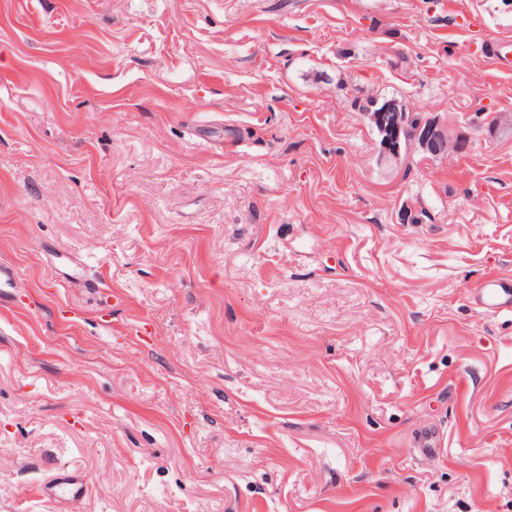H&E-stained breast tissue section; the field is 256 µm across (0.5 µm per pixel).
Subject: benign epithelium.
I'll return each mask as SVG.
<instances>
[{"label": "benign epithelium", "mask_w": 512, "mask_h": 512, "mask_svg": "<svg viewBox=\"0 0 512 512\" xmlns=\"http://www.w3.org/2000/svg\"><path fill=\"white\" fill-rule=\"evenodd\" d=\"M367 118L380 129L379 150L384 156L397 159L411 146L437 155L449 151L462 153L467 148V140L455 135L438 116L432 124L416 133L417 141L412 144L403 140L399 113L390 111V106H385L380 112L369 113Z\"/></svg>", "instance_id": "benign-epithelium-1"}]
</instances>
